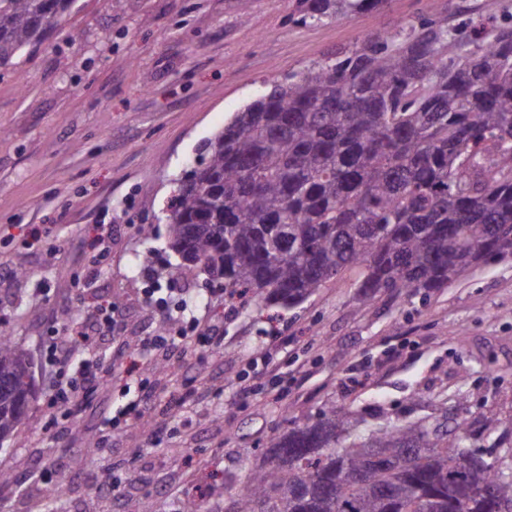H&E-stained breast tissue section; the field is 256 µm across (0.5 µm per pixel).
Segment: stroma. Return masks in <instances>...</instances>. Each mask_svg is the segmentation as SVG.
Segmentation results:
<instances>
[{
    "label": "stroma",
    "instance_id": "stroma-1",
    "mask_svg": "<svg viewBox=\"0 0 512 512\" xmlns=\"http://www.w3.org/2000/svg\"><path fill=\"white\" fill-rule=\"evenodd\" d=\"M296 0H76L39 50L0 74V323L29 352L40 399L18 433L0 443V512H22L30 470L52 464L67 494L37 512H83L109 494L112 512H177L200 501L224 512V488L242 482L266 441L286 424L315 421L349 405L370 425L466 420L471 448L498 463L512 448V256L469 270L429 296L381 295L362 303L350 279L292 307L228 310L217 286L183 274L168 248L167 209L180 178L200 161L202 143L272 80L299 70L370 32L395 33L426 8L456 24L479 11L512 13V0H386L380 10L302 25ZM112 227L111 255L98 277L83 271L96 254L97 227ZM55 255H48V245ZM195 316L221 323V346L187 357L170 375L135 351L155 313L144 303L142 255ZM100 298L127 317L126 352L93 344L106 373L81 423L43 431L53 370L43 345ZM281 346L254 394L238 378ZM209 378L206 399L168 417L171 395ZM155 392L143 420L112 434L103 451L104 414ZM167 416L152 437L150 422ZM495 424H488L487 416Z\"/></svg>",
    "mask_w": 512,
    "mask_h": 512
}]
</instances>
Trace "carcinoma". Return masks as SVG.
<instances>
[{
  "mask_svg": "<svg viewBox=\"0 0 512 512\" xmlns=\"http://www.w3.org/2000/svg\"><path fill=\"white\" fill-rule=\"evenodd\" d=\"M75 0H0V70ZM386 0H297L321 23ZM165 216L188 272L294 307L356 271L366 301L426 295L512 255V20L419 16L272 81L201 147ZM37 398L28 351L0 330V439ZM332 407L265 444L224 512H501L512 481L466 451V421L358 433Z\"/></svg>",
  "mask_w": 512,
  "mask_h": 512,
  "instance_id": "cac0c4a2",
  "label": "carcinoma"
}]
</instances>
